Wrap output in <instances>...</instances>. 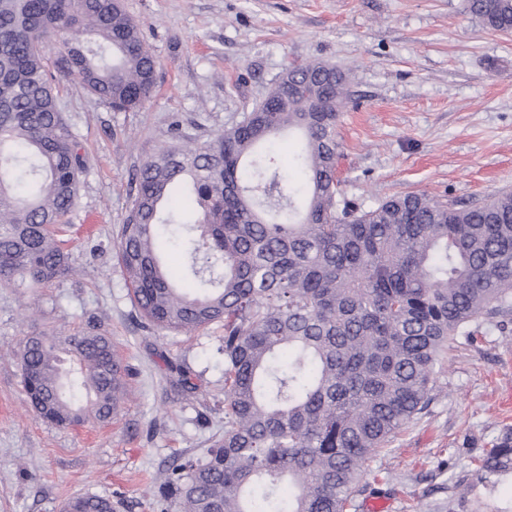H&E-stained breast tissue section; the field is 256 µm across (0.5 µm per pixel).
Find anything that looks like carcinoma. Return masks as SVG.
<instances>
[{"mask_svg": "<svg viewBox=\"0 0 512 512\" xmlns=\"http://www.w3.org/2000/svg\"><path fill=\"white\" fill-rule=\"evenodd\" d=\"M464 9L512 33V0ZM52 40L56 72L112 111L134 112L154 91L156 58L122 0H0V283L41 287L71 271L61 232L85 160L45 62ZM307 79L315 99L288 94ZM348 83L329 64H293L240 122L165 144L134 177L116 256L145 327L224 323V434L205 458L170 463L162 490L181 512H347L366 462L429 405L454 337L512 311L511 192L338 207ZM287 134L300 147L278 165ZM164 233L184 248L177 269L162 259ZM19 360L41 419L116 414L124 386L109 336L32 335ZM477 467L512 476L511 429ZM65 509L113 505L76 496Z\"/></svg>", "mask_w": 512, "mask_h": 512, "instance_id": "obj_1", "label": "carcinoma"}]
</instances>
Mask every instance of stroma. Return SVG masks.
Listing matches in <instances>:
<instances>
[{"label":"stroma","mask_w":512,"mask_h":512,"mask_svg":"<svg viewBox=\"0 0 512 512\" xmlns=\"http://www.w3.org/2000/svg\"><path fill=\"white\" fill-rule=\"evenodd\" d=\"M158 61L151 98L115 112L75 80L58 103L87 161L66 233L70 275L0 286V512H62L110 497L114 512H179L157 495L173 457L204 458L224 432V329L144 328L116 258L140 163L172 136L205 141L259 104L290 64L349 73L337 177L363 208L408 192L482 203L512 192V34L463 0H123ZM99 328L126 369L111 422L63 428L37 418L21 383L24 336ZM189 370V384L180 373ZM512 428V326L458 337L432 400L367 463L355 512H495L512 479L476 459ZM64 512H113L112 500L101 496H76L68 500Z\"/></svg>","instance_id":"obj_1"}]
</instances>
